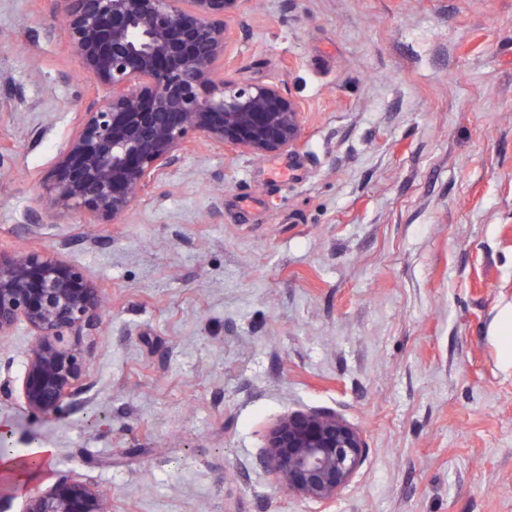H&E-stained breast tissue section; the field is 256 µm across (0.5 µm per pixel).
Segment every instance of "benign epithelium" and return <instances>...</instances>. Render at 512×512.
<instances>
[{"label": "benign epithelium", "instance_id": "obj_1", "mask_svg": "<svg viewBox=\"0 0 512 512\" xmlns=\"http://www.w3.org/2000/svg\"><path fill=\"white\" fill-rule=\"evenodd\" d=\"M67 50L109 96L79 113L42 184L51 214L116 224L150 184L194 142L268 156L297 148L301 104L277 84L227 76L234 38L228 20L248 0H58ZM0 253V339L24 323L23 364H0V392L17 393L42 418L90 401L82 339L98 336L103 293L60 250ZM366 455L362 432L331 410L287 413L270 428L256 464L273 484L328 505ZM112 512L95 477L56 473L46 487L19 494L0 479V512Z\"/></svg>", "mask_w": 512, "mask_h": 512}]
</instances>
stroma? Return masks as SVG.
I'll return each instance as SVG.
<instances>
[{"label": "stroma", "instance_id": "stroma-1", "mask_svg": "<svg viewBox=\"0 0 512 512\" xmlns=\"http://www.w3.org/2000/svg\"><path fill=\"white\" fill-rule=\"evenodd\" d=\"M55 4L0 0V250L69 241L108 305L89 405L0 394L11 447L112 512H320L255 458L327 408L367 446L329 512H512V0H251L230 75L302 103L299 147L190 149L118 224L42 198L108 93Z\"/></svg>", "mask_w": 512, "mask_h": 512}]
</instances>
